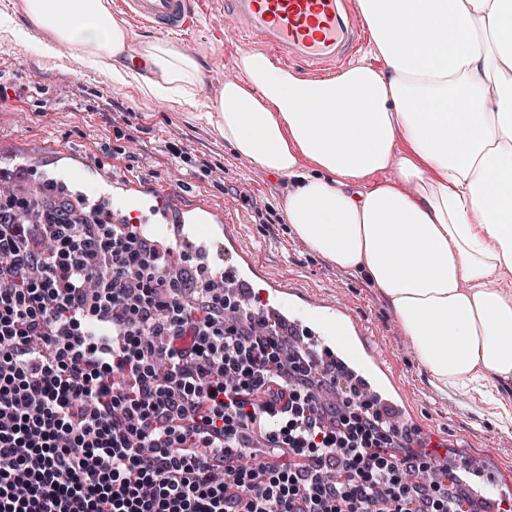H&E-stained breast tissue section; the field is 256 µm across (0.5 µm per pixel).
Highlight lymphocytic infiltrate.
Segmentation results:
<instances>
[{"instance_id":"lymphocytic-infiltrate-1","label":"lymphocytic infiltrate","mask_w":512,"mask_h":512,"mask_svg":"<svg viewBox=\"0 0 512 512\" xmlns=\"http://www.w3.org/2000/svg\"><path fill=\"white\" fill-rule=\"evenodd\" d=\"M188 260L0 189V512H462L438 449ZM255 430L302 465L255 469Z\"/></svg>"}]
</instances>
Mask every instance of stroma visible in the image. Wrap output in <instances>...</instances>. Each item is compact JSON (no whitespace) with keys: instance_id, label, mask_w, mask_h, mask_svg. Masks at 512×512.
<instances>
[{"instance_id":"35a3bbf8","label":"stroma","mask_w":512,"mask_h":512,"mask_svg":"<svg viewBox=\"0 0 512 512\" xmlns=\"http://www.w3.org/2000/svg\"><path fill=\"white\" fill-rule=\"evenodd\" d=\"M192 9L189 26L174 38L202 59L203 94L214 101L244 46L225 33L224 0H193ZM0 70L11 76L0 101V163L9 162L6 176L16 189L47 180L74 189L69 167L83 159L169 217L191 207L226 225L254 255L255 290L286 286L293 304L332 311L349 324L361 359L385 355V367L365 379L397 405L401 420L447 446L449 467H470L473 498L481 497L487 473L512 479V424H502L499 407L478 393L437 390L381 293L287 228L285 182L241 158L200 119L195 103L117 85L108 67L90 66L75 48L46 55L7 31H0ZM175 141L182 157L167 149Z\"/></svg>"}]
</instances>
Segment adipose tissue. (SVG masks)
Returning a JSON list of instances; mask_svg holds the SVG:
<instances>
[{"label": "adipose tissue", "instance_id": "adipose-tissue-1", "mask_svg": "<svg viewBox=\"0 0 512 512\" xmlns=\"http://www.w3.org/2000/svg\"><path fill=\"white\" fill-rule=\"evenodd\" d=\"M20 38L79 47L154 98L197 99L169 38L127 61L109 0H20ZM369 60L312 79L264 52L206 105L233 149L289 184L285 219L388 301L440 391L512 400V0H357ZM394 177H387V170Z\"/></svg>", "mask_w": 512, "mask_h": 512}]
</instances>
